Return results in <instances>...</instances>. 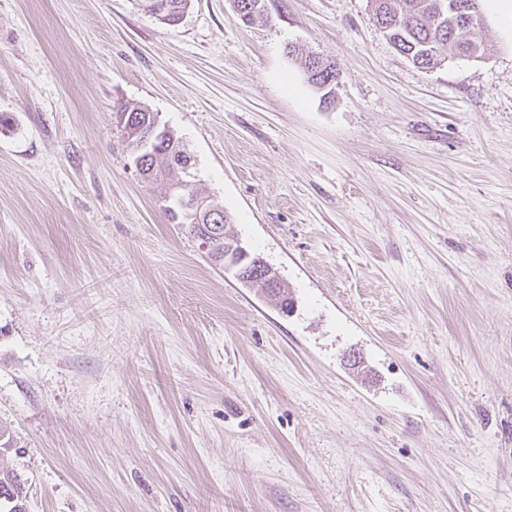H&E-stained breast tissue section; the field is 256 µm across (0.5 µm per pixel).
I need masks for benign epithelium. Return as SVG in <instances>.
Instances as JSON below:
<instances>
[{"mask_svg":"<svg viewBox=\"0 0 512 512\" xmlns=\"http://www.w3.org/2000/svg\"><path fill=\"white\" fill-rule=\"evenodd\" d=\"M162 139V128L153 126L150 132L138 142L132 154L133 165L141 166L142 157L150 154L156 143ZM165 202L170 210L197 212L199 223L194 225V231L205 243L217 244V247L211 250V256L215 262L224 265L225 270L237 275L242 266L250 263L264 271L263 278L267 279L266 288L271 291L280 288V278L275 269L262 258L253 255L238 237L227 236L223 225V212L205 206L202 198L188 194V183L182 182L172 186Z\"/></svg>","mask_w":512,"mask_h":512,"instance_id":"7a95c632","label":"benign epithelium"}]
</instances>
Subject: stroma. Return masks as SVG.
<instances>
[{
    "label": "stroma",
    "mask_w": 512,
    "mask_h": 512,
    "mask_svg": "<svg viewBox=\"0 0 512 512\" xmlns=\"http://www.w3.org/2000/svg\"><path fill=\"white\" fill-rule=\"evenodd\" d=\"M262 6L0 0V471L27 512H512V9L424 70L372 0ZM122 107L289 310L169 222ZM323 62L327 63L323 67H311L313 65L311 61V56L308 55L305 57L303 68L306 72L308 81L318 88L319 90L326 89L331 87L333 83H336V80L339 79L340 73L338 71L336 75V65L334 62H331L327 58H323ZM125 113H127L125 124L121 125L119 118L118 124L122 127L123 136L127 141L128 147L130 148L132 144L138 139V135L133 136L137 129L141 127H144V130L146 131L151 129L156 120V116L153 112L139 108H126L121 112H117L116 114L123 116ZM170 132L171 135L169 137L168 144L163 146L165 141H162L157 147L156 152L151 154L149 159L144 162L142 169L141 164L143 159H141V157L150 154L151 150L155 148L156 143L163 139L162 128L158 127V124H155L150 132L140 139L137 148L132 154L131 159L133 165L137 166L138 169H141L139 174L147 183L163 182L168 185L171 182L179 181L185 176V172L183 171L182 167L172 163L169 159L168 150L171 146V141L173 138L175 141L173 148L177 146L179 150L186 153L185 161L186 164L189 162L190 172H192V169L194 168L195 163L192 162L191 155L186 151L184 146L180 143L179 138L175 136L173 131L170 130Z\"/></svg>",
    "instance_id": "1"
}]
</instances>
